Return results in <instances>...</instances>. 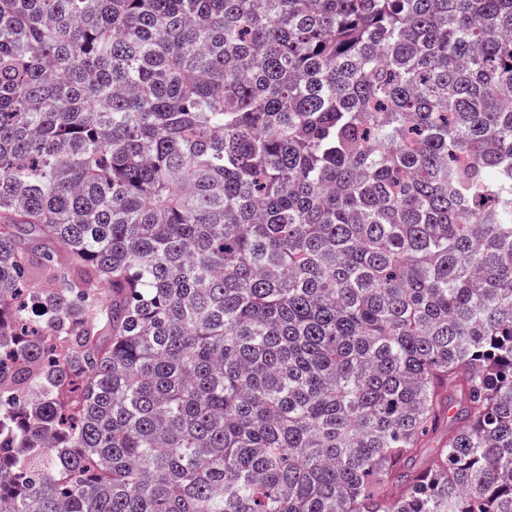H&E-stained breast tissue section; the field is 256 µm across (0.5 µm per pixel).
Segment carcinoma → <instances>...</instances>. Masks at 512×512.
<instances>
[{
    "label": "carcinoma",
    "instance_id": "cac0c4a2",
    "mask_svg": "<svg viewBox=\"0 0 512 512\" xmlns=\"http://www.w3.org/2000/svg\"><path fill=\"white\" fill-rule=\"evenodd\" d=\"M0 512H512V0H0Z\"/></svg>",
    "mask_w": 512,
    "mask_h": 512
}]
</instances>
